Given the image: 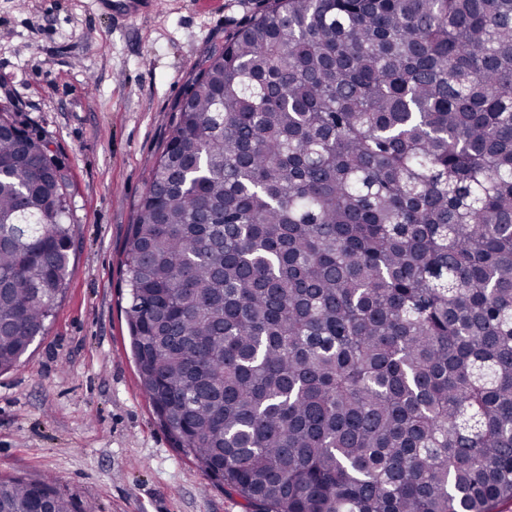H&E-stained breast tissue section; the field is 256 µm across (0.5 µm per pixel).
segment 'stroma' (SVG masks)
Here are the masks:
<instances>
[{
    "label": "stroma",
    "instance_id": "1",
    "mask_svg": "<svg viewBox=\"0 0 512 512\" xmlns=\"http://www.w3.org/2000/svg\"><path fill=\"white\" fill-rule=\"evenodd\" d=\"M0 0V106L68 178L65 290L0 373V475L55 477L88 512H245L175 448L131 352L122 251L197 65L257 0Z\"/></svg>",
    "mask_w": 512,
    "mask_h": 512
}]
</instances>
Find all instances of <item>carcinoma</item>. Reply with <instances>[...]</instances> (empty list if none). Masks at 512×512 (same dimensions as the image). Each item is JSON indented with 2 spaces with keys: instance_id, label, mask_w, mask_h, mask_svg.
Listing matches in <instances>:
<instances>
[{
  "instance_id": "carcinoma-1",
  "label": "carcinoma",
  "mask_w": 512,
  "mask_h": 512,
  "mask_svg": "<svg viewBox=\"0 0 512 512\" xmlns=\"http://www.w3.org/2000/svg\"><path fill=\"white\" fill-rule=\"evenodd\" d=\"M0 371L74 239L0 137ZM176 447L248 512L512 504V0H264L187 82L125 241ZM82 512L0 476V512Z\"/></svg>"
}]
</instances>
